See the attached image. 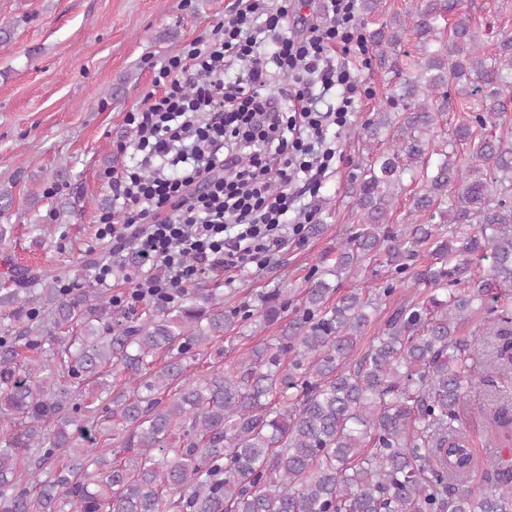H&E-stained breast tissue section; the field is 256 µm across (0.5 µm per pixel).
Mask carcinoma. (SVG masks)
<instances>
[{
	"instance_id": "obj_1",
	"label": "carcinoma",
	"mask_w": 512,
	"mask_h": 512,
	"mask_svg": "<svg viewBox=\"0 0 512 512\" xmlns=\"http://www.w3.org/2000/svg\"><path fill=\"white\" fill-rule=\"evenodd\" d=\"M448 0H419L410 18L369 33L380 52L407 32L418 56L394 112L380 107L358 136L393 128L391 147L352 181L360 224L335 262L314 268L298 307L260 298L258 316L224 310L194 288L145 301L140 314L112 295L63 288L62 272L15 267L0 289V512H512V463L487 459L483 483L461 427L467 392L491 382L470 370L460 325L485 314L481 335L499 339L496 363L512 366V312L492 287L512 282V142L497 135L512 93V37L483 52L471 18ZM481 95L476 126L426 166L428 135L448 111L449 83ZM471 145L469 164L457 146ZM416 219L384 226L403 174L417 166ZM436 259L417 264L420 254ZM491 255L489 268L481 261ZM385 258L412 285L436 293L399 304L382 334L354 356L371 313L392 287L333 298L328 277L354 276ZM253 320L280 323L276 341L198 379L193 350ZM91 382L97 392L84 395ZM512 447V419L494 420ZM121 436V447H97Z\"/></svg>"
}]
</instances>
